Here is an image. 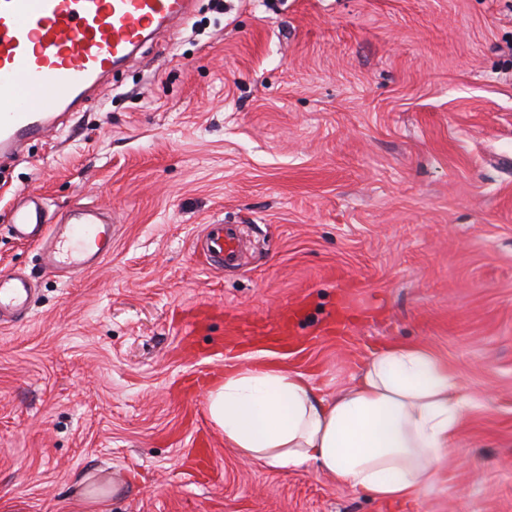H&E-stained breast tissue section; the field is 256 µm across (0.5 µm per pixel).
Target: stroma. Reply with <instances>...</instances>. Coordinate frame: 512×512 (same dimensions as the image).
Here are the masks:
<instances>
[{"instance_id":"stroma-1","label":"stroma","mask_w":512,"mask_h":512,"mask_svg":"<svg viewBox=\"0 0 512 512\" xmlns=\"http://www.w3.org/2000/svg\"><path fill=\"white\" fill-rule=\"evenodd\" d=\"M59 121L0 161V272L37 285L0 323V512H512V0H196ZM21 192L112 209L111 255L44 269ZM219 221L250 235L237 269L193 253ZM299 299L293 344L225 349ZM394 342L475 399L417 500L243 460L181 389L271 364L332 395Z\"/></svg>"}]
</instances>
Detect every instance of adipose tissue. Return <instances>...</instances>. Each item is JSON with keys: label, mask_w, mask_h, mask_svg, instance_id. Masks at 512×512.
Listing matches in <instances>:
<instances>
[{"label": "adipose tissue", "mask_w": 512, "mask_h": 512, "mask_svg": "<svg viewBox=\"0 0 512 512\" xmlns=\"http://www.w3.org/2000/svg\"><path fill=\"white\" fill-rule=\"evenodd\" d=\"M207 402L240 457L276 470L312 461L381 501L433 487L474 404L446 362L409 343L373 354L351 386L329 397L302 373L250 365L217 377Z\"/></svg>", "instance_id": "obj_1"}]
</instances>
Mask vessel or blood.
<instances>
[{"label": "vessel or blood", "instance_id": "obj_1", "mask_svg": "<svg viewBox=\"0 0 512 512\" xmlns=\"http://www.w3.org/2000/svg\"><path fill=\"white\" fill-rule=\"evenodd\" d=\"M193 0H0V153L45 136L59 113L78 109L112 70L148 40L185 23ZM10 224L16 238L39 245L48 271L78 276L112 251L117 226L111 214L77 205L50 222L46 199L19 194ZM239 224H208L196 251L214 268L238 265ZM30 282L0 273V315L26 313ZM230 335L282 340L288 318L235 321Z\"/></svg>", "mask_w": 512, "mask_h": 512}]
</instances>
